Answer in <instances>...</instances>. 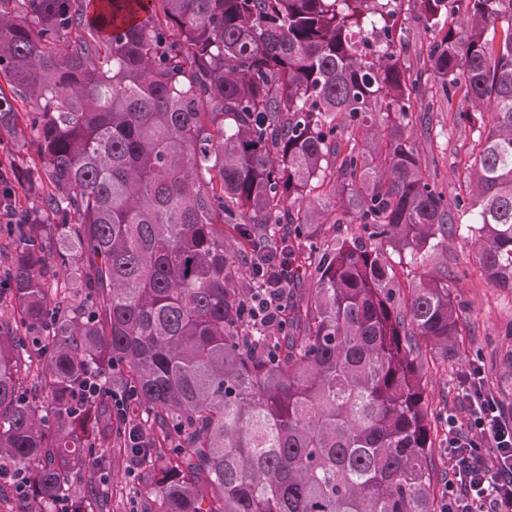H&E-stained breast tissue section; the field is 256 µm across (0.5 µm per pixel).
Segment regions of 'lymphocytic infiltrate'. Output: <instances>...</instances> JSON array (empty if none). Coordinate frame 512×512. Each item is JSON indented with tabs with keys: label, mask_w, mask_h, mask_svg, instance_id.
<instances>
[{
	"label": "lymphocytic infiltrate",
	"mask_w": 512,
	"mask_h": 512,
	"mask_svg": "<svg viewBox=\"0 0 512 512\" xmlns=\"http://www.w3.org/2000/svg\"><path fill=\"white\" fill-rule=\"evenodd\" d=\"M284 286L264 288L241 306L246 323L284 331ZM464 419L448 418V478L439 493V512H512V418L486 391L478 367H470L460 380ZM494 450L484 460L476 450Z\"/></svg>",
	"instance_id": "lymphocytic-infiltrate-1"
}]
</instances>
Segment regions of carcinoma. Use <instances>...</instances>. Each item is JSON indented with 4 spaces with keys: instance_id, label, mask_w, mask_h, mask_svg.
<instances>
[{
    "instance_id": "obj_1",
    "label": "carcinoma",
    "mask_w": 512,
    "mask_h": 512,
    "mask_svg": "<svg viewBox=\"0 0 512 512\" xmlns=\"http://www.w3.org/2000/svg\"><path fill=\"white\" fill-rule=\"evenodd\" d=\"M414 6L429 89L401 0H0V138L40 198L0 314L19 512H88L80 473L107 512L133 452L140 512H438L425 374L460 328L426 259L470 212L474 264L512 291V0ZM445 108L477 132L451 200L411 127ZM284 246L286 331L248 347L245 260ZM413 0H404L403 11L406 19V26L409 29V52L408 60L410 66V75L412 79H420L423 87L429 88L432 86V79L428 70V56L430 48L435 39V33L432 30L425 28L423 23L419 20L417 11L412 7ZM411 2V3H408Z\"/></svg>"
}]
</instances>
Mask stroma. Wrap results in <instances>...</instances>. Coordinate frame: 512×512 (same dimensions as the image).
<instances>
[{
  "instance_id": "stroma-1",
  "label": "stroma",
  "mask_w": 512,
  "mask_h": 512,
  "mask_svg": "<svg viewBox=\"0 0 512 512\" xmlns=\"http://www.w3.org/2000/svg\"><path fill=\"white\" fill-rule=\"evenodd\" d=\"M409 29L410 74L423 86H431L428 56L435 39L432 30L419 20L410 0L403 5ZM413 126L420 143L432 144L424 166L434 176L437 187L453 196L473 161L468 145L475 136L470 127L456 124L448 112L431 113L429 119L414 115ZM469 217H462L454 231L428 258L434 271L447 273L448 282L458 294L461 327V360L448 370H432L426 377V391L437 408L435 456L440 470H448L447 424L449 414H461L459 377L470 365L479 366L498 400L512 410V372H505L502 358L512 353V291L492 287L473 263L475 240L468 229Z\"/></svg>"
}]
</instances>
